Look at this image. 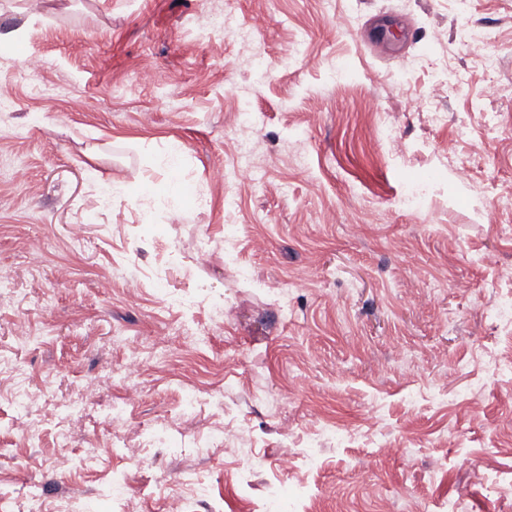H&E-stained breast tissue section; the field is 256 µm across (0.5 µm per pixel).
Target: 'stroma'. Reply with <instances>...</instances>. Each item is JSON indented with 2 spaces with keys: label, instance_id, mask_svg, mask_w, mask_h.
<instances>
[{
  "label": "stroma",
  "instance_id": "obj_1",
  "mask_svg": "<svg viewBox=\"0 0 512 512\" xmlns=\"http://www.w3.org/2000/svg\"><path fill=\"white\" fill-rule=\"evenodd\" d=\"M226 10L255 31L258 75L204 25ZM16 27L20 39L0 43L12 98L0 109V272L13 286L0 294V354L26 371L33 401L0 394V499L21 507L34 491L55 512L52 456L68 448L88 482L94 443L100 467L134 465L130 512H161L182 469L209 488L196 512H271L286 451L284 483L307 488L287 512H512V328L490 321L512 302V214L493 191L512 179V0H0V33ZM472 31L493 34L496 98ZM244 105L249 181L235 176ZM462 162L479 171L465 185ZM431 171L424 207L401 209L408 180ZM113 183L119 195L101 203ZM34 237L50 243L37 266ZM487 251L496 268L479 263ZM132 269L148 278L135 296L119 277ZM299 270L308 287L287 292ZM20 318L38 344L15 347ZM186 323L207 344L176 334L113 427L121 389L95 384L102 361L123 356L113 328ZM186 387L203 397L194 426L149 446ZM224 414L254 465L192 454Z\"/></svg>",
  "mask_w": 512,
  "mask_h": 512
}]
</instances>
